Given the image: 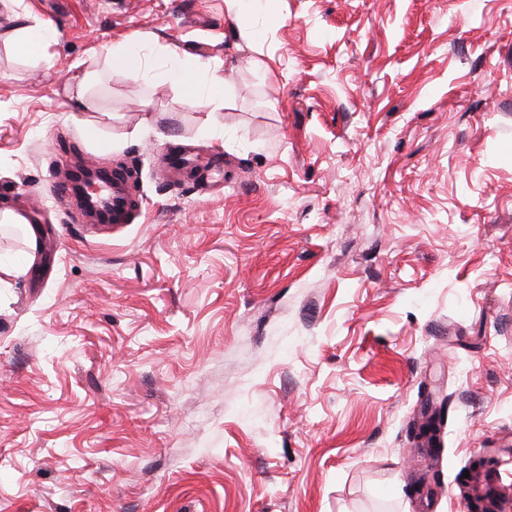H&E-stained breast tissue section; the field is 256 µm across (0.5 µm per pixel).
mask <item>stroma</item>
<instances>
[{
  "mask_svg": "<svg viewBox=\"0 0 512 512\" xmlns=\"http://www.w3.org/2000/svg\"><path fill=\"white\" fill-rule=\"evenodd\" d=\"M17 2L54 41L0 37V512H468L482 454L512 512V0ZM133 36L157 79L77 108ZM76 158L127 223L60 201ZM6 32L13 49L21 56L50 64L49 47L52 38L48 28L41 25H15ZM172 74L190 100H203L208 106L218 108L223 103L222 90L226 78L220 73V65L191 63L172 53ZM83 164V163H82ZM83 170L80 174H74L70 167L69 178L70 181L74 182H89L92 180H98L101 182H107L112 186V190L105 185L100 186V206L103 209H109L107 211L111 214L112 224H123L126 222L131 210L130 194L127 189L125 180L115 173H109L105 169L92 168L84 165ZM82 174L85 176L83 177Z\"/></svg>",
  "mask_w": 512,
  "mask_h": 512,
  "instance_id": "stroma-1",
  "label": "stroma"
}]
</instances>
